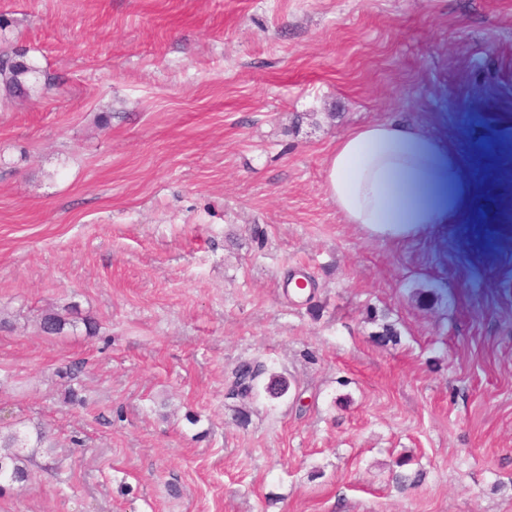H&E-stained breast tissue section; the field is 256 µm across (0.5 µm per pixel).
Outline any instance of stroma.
Segmentation results:
<instances>
[{
  "instance_id": "1",
  "label": "stroma",
  "mask_w": 512,
  "mask_h": 512,
  "mask_svg": "<svg viewBox=\"0 0 512 512\" xmlns=\"http://www.w3.org/2000/svg\"><path fill=\"white\" fill-rule=\"evenodd\" d=\"M0 22L38 68L0 103V427L53 436L0 512H512V194L395 242L323 187L375 123L488 166L512 0H0ZM255 360L286 396L227 397Z\"/></svg>"
}]
</instances>
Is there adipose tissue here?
I'll return each mask as SVG.
<instances>
[{
    "instance_id": "ef3b65f1",
    "label": "adipose tissue",
    "mask_w": 512,
    "mask_h": 512,
    "mask_svg": "<svg viewBox=\"0 0 512 512\" xmlns=\"http://www.w3.org/2000/svg\"><path fill=\"white\" fill-rule=\"evenodd\" d=\"M422 137L439 158V223H454L464 209L489 208L491 190L512 182L511 174L494 165L462 183L459 174L467 168V158L440 132L394 123L366 125L339 138L325 160L324 190L347 223L391 241L414 234L415 145Z\"/></svg>"
}]
</instances>
